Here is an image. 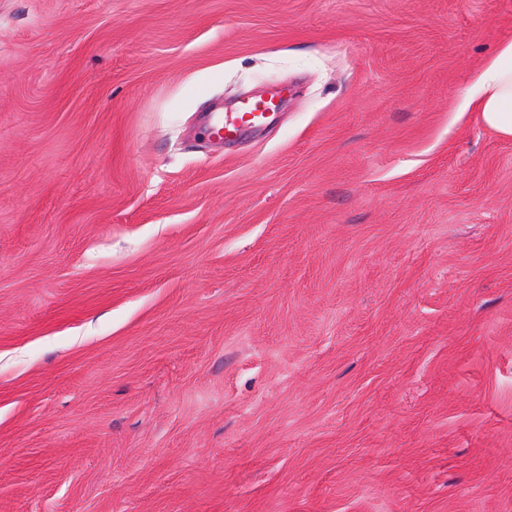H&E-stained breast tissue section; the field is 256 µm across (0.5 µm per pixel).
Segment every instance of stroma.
I'll use <instances>...</instances> for the list:
<instances>
[{
  "instance_id": "1",
  "label": "stroma",
  "mask_w": 512,
  "mask_h": 512,
  "mask_svg": "<svg viewBox=\"0 0 512 512\" xmlns=\"http://www.w3.org/2000/svg\"><path fill=\"white\" fill-rule=\"evenodd\" d=\"M509 40L512 0H0V512H512V140L458 109ZM275 105L271 101L243 103L235 112H225L217 116L211 126V134L230 139L245 128L259 127L268 119Z\"/></svg>"
}]
</instances>
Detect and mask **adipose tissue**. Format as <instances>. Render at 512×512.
I'll list each match as a JSON object with an SVG mask.
<instances>
[{
	"mask_svg": "<svg viewBox=\"0 0 512 512\" xmlns=\"http://www.w3.org/2000/svg\"><path fill=\"white\" fill-rule=\"evenodd\" d=\"M465 110L504 139H512V40L475 71L465 95Z\"/></svg>",
	"mask_w": 512,
	"mask_h": 512,
	"instance_id": "ef3b65f1",
	"label": "adipose tissue"
}]
</instances>
